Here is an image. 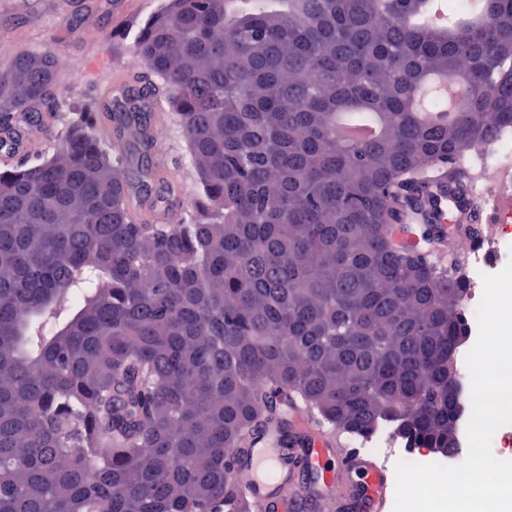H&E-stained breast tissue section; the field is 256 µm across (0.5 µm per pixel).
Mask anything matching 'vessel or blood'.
<instances>
[{
    "mask_svg": "<svg viewBox=\"0 0 512 512\" xmlns=\"http://www.w3.org/2000/svg\"><path fill=\"white\" fill-rule=\"evenodd\" d=\"M288 416L309 440L299 453L282 448L273 427L232 453L233 484L256 512H298L304 499L319 512H379L383 470L298 404H289Z\"/></svg>",
    "mask_w": 512,
    "mask_h": 512,
    "instance_id": "vessel-or-blood-1",
    "label": "vessel or blood"
}]
</instances>
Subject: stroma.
<instances>
[{"instance_id":"obj_1","label":"stroma","mask_w":512,"mask_h":512,"mask_svg":"<svg viewBox=\"0 0 512 512\" xmlns=\"http://www.w3.org/2000/svg\"><path fill=\"white\" fill-rule=\"evenodd\" d=\"M163 6L164 0H0V40L18 49L51 52L63 66L46 139H53L80 110L92 109L100 120H108L105 104L112 82L126 76L136 85L150 82V74L132 68L130 60L138 32ZM71 67L81 70L80 83L69 82ZM169 135L162 160L178 171L181 199L189 203L197 196V177L184 139L174 129Z\"/></svg>"}]
</instances>
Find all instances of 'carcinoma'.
I'll use <instances>...</instances> for the list:
<instances>
[{"mask_svg":"<svg viewBox=\"0 0 512 512\" xmlns=\"http://www.w3.org/2000/svg\"><path fill=\"white\" fill-rule=\"evenodd\" d=\"M168 0L157 82L77 113L52 156L0 171V512H251L229 455L294 397L348 435L390 422L443 453L463 408L448 348L464 282L424 247L445 170L512 134V0ZM57 73L54 55L18 51ZM434 77L489 93L448 118ZM55 84L0 75V134ZM202 192L187 214L153 112Z\"/></svg>","mask_w":512,"mask_h":512,"instance_id":"carcinoma-1","label":"carcinoma"}]
</instances>
